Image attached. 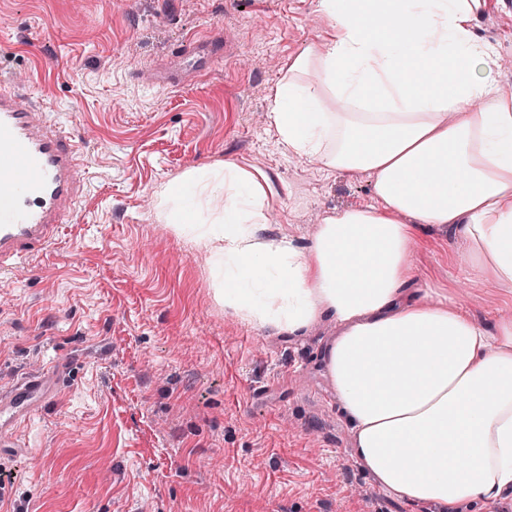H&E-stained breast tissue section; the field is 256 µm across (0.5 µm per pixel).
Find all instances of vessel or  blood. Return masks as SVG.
I'll use <instances>...</instances> for the list:
<instances>
[{
  "mask_svg": "<svg viewBox=\"0 0 512 512\" xmlns=\"http://www.w3.org/2000/svg\"><path fill=\"white\" fill-rule=\"evenodd\" d=\"M222 49L219 40L199 33L176 48L187 71L204 73ZM183 70V71H186ZM183 71L155 76L175 86ZM86 162L81 147L63 125L53 122L31 89L0 81V279L11 278L30 256L48 250L65 219L76 218ZM57 387L52 371L31 373L0 385V441L19 421L29 420L35 400Z\"/></svg>",
  "mask_w": 512,
  "mask_h": 512,
  "instance_id": "b4317fda",
  "label": "vessel or blood"
}]
</instances>
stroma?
Here are the masks:
<instances>
[{"label": "stroma", "mask_w": 512, "mask_h": 512, "mask_svg": "<svg viewBox=\"0 0 512 512\" xmlns=\"http://www.w3.org/2000/svg\"><path fill=\"white\" fill-rule=\"evenodd\" d=\"M327 25L319 0H0V78L34 87L87 161L80 222L0 283V380L63 371L0 447V512H430L355 462L322 364L335 322L291 336L225 314L200 246L153 216L157 185L217 161L270 175L261 234L301 249L323 214L374 202V174L289 151L268 119L288 58ZM204 31L231 48L207 74L146 80ZM474 32L512 59V0ZM462 256L431 226L411 262L478 321L512 313V287Z\"/></svg>", "instance_id": "35a3bbf8"}]
</instances>
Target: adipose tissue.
I'll use <instances>...</instances> for the list:
<instances>
[{
	"label": "adipose tissue",
	"instance_id": "obj_1",
	"mask_svg": "<svg viewBox=\"0 0 512 512\" xmlns=\"http://www.w3.org/2000/svg\"><path fill=\"white\" fill-rule=\"evenodd\" d=\"M320 6L326 34L285 64L270 119L288 150L375 172L374 203L325 216L308 249L266 241L269 176L224 161L160 185L155 217L206 248L225 314L291 335L335 320L325 370L379 487L434 512L495 502L512 490V315L478 322L410 261L442 226L477 277L512 285V93L473 27L488 0Z\"/></svg>",
	"mask_w": 512,
	"mask_h": 512
}]
</instances>
